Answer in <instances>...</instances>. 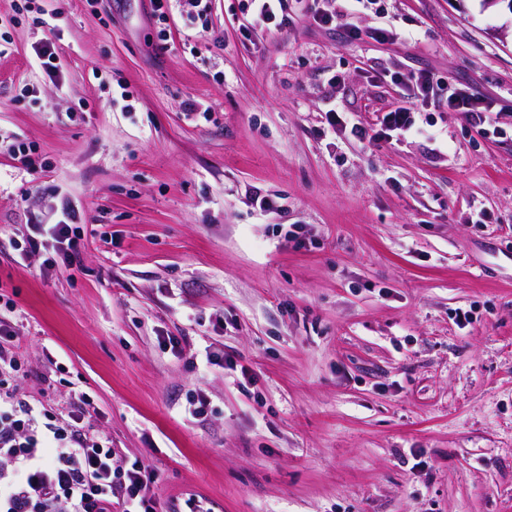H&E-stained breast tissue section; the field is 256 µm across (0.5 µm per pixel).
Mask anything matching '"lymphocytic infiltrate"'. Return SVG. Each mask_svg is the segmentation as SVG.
<instances>
[{
	"instance_id": "f902f5d3",
	"label": "lymphocytic infiltrate",
	"mask_w": 512,
	"mask_h": 512,
	"mask_svg": "<svg viewBox=\"0 0 512 512\" xmlns=\"http://www.w3.org/2000/svg\"><path fill=\"white\" fill-rule=\"evenodd\" d=\"M391 80L401 87L403 101L382 115L378 130L333 110L325 114L328 128L349 131L358 140H386L412 131L418 109L435 101L477 124L492 123L488 102L469 89L411 70L393 72ZM79 219L69 199H62L51 231L65 269L73 268L78 253ZM91 407L87 394H75L69 421L43 428L39 406L0 393V512H157L147 493L153 474L137 462L115 467L114 450L90 430Z\"/></svg>"
}]
</instances>
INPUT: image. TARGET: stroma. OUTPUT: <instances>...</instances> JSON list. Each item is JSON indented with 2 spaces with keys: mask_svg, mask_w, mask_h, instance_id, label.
Here are the masks:
<instances>
[{
  "mask_svg": "<svg viewBox=\"0 0 512 512\" xmlns=\"http://www.w3.org/2000/svg\"><path fill=\"white\" fill-rule=\"evenodd\" d=\"M386 8L352 21L415 43L300 12L248 34L240 0H0L10 386L59 419L88 393L161 512H512V0ZM406 66L487 97L501 134L433 106L392 140L327 130L375 128ZM64 197L73 271L15 248ZM344 26L346 27L344 29L345 39L350 43L362 41L364 40V36L379 43L412 39L410 35L397 32L396 29L391 26L375 28L370 33H363L360 28L349 23H345Z\"/></svg>",
  "mask_w": 512,
  "mask_h": 512,
  "instance_id": "35a3bbf8",
  "label": "stroma"
}]
</instances>
